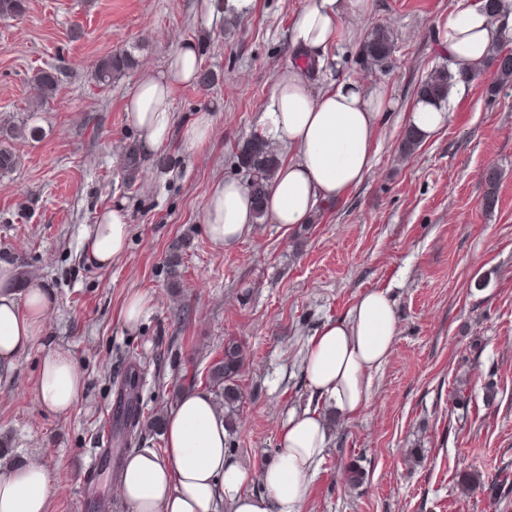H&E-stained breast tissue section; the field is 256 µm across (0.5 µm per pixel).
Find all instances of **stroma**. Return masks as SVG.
<instances>
[{"mask_svg": "<svg viewBox=\"0 0 512 512\" xmlns=\"http://www.w3.org/2000/svg\"><path fill=\"white\" fill-rule=\"evenodd\" d=\"M199 2L27 0L20 17L0 20V146L16 157L0 172V261L16 266L19 287L52 288L45 342L70 351L85 379L69 416L57 417L34 396L39 350L22 356L0 384V464L42 461L51 512H129L115 473L87 470L127 365L140 368L143 413L166 414L183 392L209 390L208 368L232 338L244 399L230 459L259 473L290 414L314 409L330 421L301 512H512V89L489 95V73L459 86L443 129L403 154L416 90L448 61L436 24L456 0H371L356 39L332 48L335 64L307 73L318 91L343 75L389 96L371 171L318 206L308 227L286 232L266 218L224 250L206 234L205 201L218 179L248 180L236 154L264 134L304 0H217L209 16ZM372 23L393 32L395 49L371 70L358 48ZM180 37L215 82L177 87L175 120L210 113L214 135L203 151L175 140L126 168L139 133L125 100ZM118 51L133 67L99 83L96 62ZM47 68L60 83L45 97L32 78ZM489 169L501 174L491 211ZM116 204L129 215V249L100 268L86 260L84 230ZM372 289L394 302V352L367 406L339 419L305 383V349ZM133 292L149 312L130 329L122 309ZM353 463L364 473L354 485Z\"/></svg>", "mask_w": 512, "mask_h": 512, "instance_id": "stroma-1", "label": "stroma"}]
</instances>
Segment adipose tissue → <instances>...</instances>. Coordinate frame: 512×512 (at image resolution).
<instances>
[{"label":"adipose tissue","mask_w":512,"mask_h":512,"mask_svg":"<svg viewBox=\"0 0 512 512\" xmlns=\"http://www.w3.org/2000/svg\"><path fill=\"white\" fill-rule=\"evenodd\" d=\"M370 0H304L292 16L289 40L298 52L277 72L270 103L262 116L268 135L287 143L290 158L279 168L266 200L272 223L285 230L309 223L319 202L338 200L371 170V147L387 112L386 96L366 83L338 77L314 91L308 68L326 63L333 46L353 39L354 21ZM512 28V12L490 19L483 0H458L456 11L437 25L450 60L465 70L483 66L497 28ZM201 60L196 44L180 41L166 66L145 74L125 101L126 117L140 132L139 150L166 148L175 124L176 87L195 82ZM205 229L218 246L234 248L255 221L247 189L237 180L213 185L205 202ZM130 236L123 208L100 211L86 231L88 262L107 268L125 255ZM55 304L42 282L15 286V269L0 263V378L33 349L41 361L36 385L39 404L64 416L78 401L84 377L72 354L45 346L44 325ZM398 322L385 291L361 293L347 314L326 323L307 345L304 368L312 393L326 399L343 418L367 403L372 375L390 359ZM166 448H141L124 459L119 498L130 512H300L308 494V474L327 443L317 412L293 413L281 426L278 452L261 474L263 489L248 491L249 470L226 457L224 415L211 394L183 393L164 425ZM52 475L40 461L0 465V512H49Z\"/></svg>","instance_id":"obj_1"}]
</instances>
